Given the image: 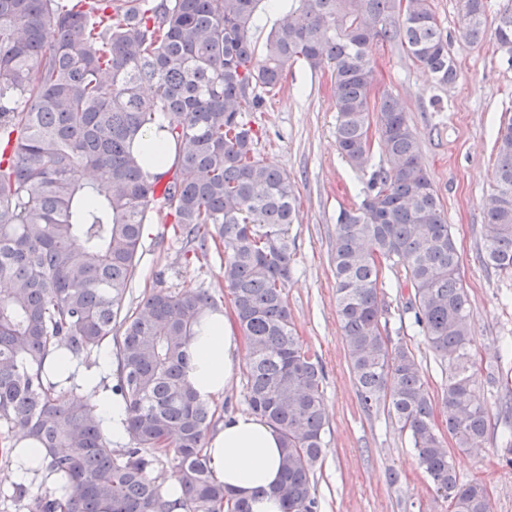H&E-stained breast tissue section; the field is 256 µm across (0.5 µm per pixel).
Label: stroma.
<instances>
[{
    "instance_id": "1",
    "label": "stroma",
    "mask_w": 512,
    "mask_h": 512,
    "mask_svg": "<svg viewBox=\"0 0 512 512\" xmlns=\"http://www.w3.org/2000/svg\"><path fill=\"white\" fill-rule=\"evenodd\" d=\"M431 4L461 64L457 81L438 85L401 45L380 41L372 47L376 85L401 99L451 226L471 303L478 366L502 367L500 383L482 385L478 392L496 430L479 447L455 452L456 472L460 483L487 486L492 512H512V466L501 447L512 433V411L502 405L512 393V361L500 359L502 341L512 340V277L486 265L482 240L483 202L497 159L494 140L500 124L512 116V64L493 37L478 45L461 38L459 0ZM331 77V67L314 71L303 61H289L280 92L265 95L258 108L243 114L258 132L256 157L286 172L299 195L289 227L293 274L286 295L301 341L323 367L326 418L327 449L311 481L320 512H448L387 410L363 411L342 345L331 263L336 215L361 202L369 175L353 169L337 147ZM140 254L126 307L136 308L155 288L203 289L215 309L232 311L215 245L202 250L175 236L166 213L154 214L144 225ZM384 281L390 334L407 342L433 401H440L439 358L417 333L412 312L394 288V273H386Z\"/></svg>"
}]
</instances>
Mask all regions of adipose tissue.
<instances>
[{
    "mask_svg": "<svg viewBox=\"0 0 512 512\" xmlns=\"http://www.w3.org/2000/svg\"><path fill=\"white\" fill-rule=\"evenodd\" d=\"M190 347L193 351L185 375L197 394L213 401L222 398L240 371L245 357L232 319L223 311H205ZM85 396L109 423L108 436L124 438V407L119 397H108L98 386L95 374L83 380ZM11 444L24 458L14 468L15 481L35 490L49 489L55 498L66 500L63 482L38 465L41 448L29 438L16 436ZM205 452L215 483L231 498L246 500L252 512H282L276 488L281 477L282 439L279 432L260 417L249 413L225 415L223 423L207 441Z\"/></svg>",
    "mask_w": 512,
    "mask_h": 512,
    "instance_id": "ef3b65f1",
    "label": "adipose tissue"
}]
</instances>
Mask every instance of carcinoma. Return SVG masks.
<instances>
[{"label": "carcinoma", "mask_w": 512, "mask_h": 512, "mask_svg": "<svg viewBox=\"0 0 512 512\" xmlns=\"http://www.w3.org/2000/svg\"><path fill=\"white\" fill-rule=\"evenodd\" d=\"M0 0V424L44 449L70 485L65 501L13 486L28 512H173L164 471L183 490L181 512H250L211 479L204 452L215 410L185 382L205 291H152L124 307L143 225L168 210L183 234L222 245L220 274L250 362L246 398L283 439L284 512H318L311 474L326 449L322 369L291 323L286 285L298 198L276 166L255 158L242 113L255 89L275 90L283 65L333 68L336 141L358 170L371 133L386 161L355 209L336 217L337 314L362 409H388L449 512H491L490 493L459 483L448 445L476 447L491 427L475 392L470 299L417 136L401 100L374 93L372 46L397 42L442 86L456 82L430 0H295L256 54L264 0ZM487 0H461V37L487 36ZM494 39L512 62V0ZM174 146L162 175L134 152L149 130ZM494 186L485 201V259L512 275V120L499 126ZM166 182L162 198L152 188ZM405 263L415 324L448 371L440 429L407 343L389 336L379 283ZM119 332L112 333L114 327ZM115 349L128 446L117 453L94 404L68 394L73 375L48 356L88 360Z\"/></svg>", "instance_id": "carcinoma-1"}]
</instances>
